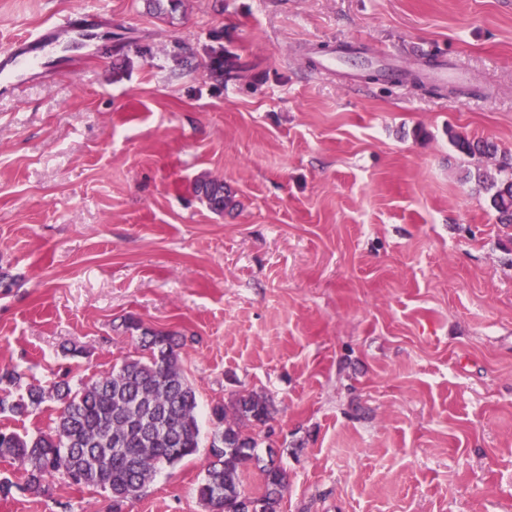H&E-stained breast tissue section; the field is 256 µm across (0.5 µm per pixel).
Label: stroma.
Returning a JSON list of instances; mask_svg holds the SVG:
<instances>
[{
	"label": "stroma",
	"mask_w": 512,
	"mask_h": 512,
	"mask_svg": "<svg viewBox=\"0 0 512 512\" xmlns=\"http://www.w3.org/2000/svg\"><path fill=\"white\" fill-rule=\"evenodd\" d=\"M89 6L93 38L0 75V372L107 375L142 355L128 317L184 337L201 447L125 512H206L210 408L246 392L281 512H512V225L448 139L512 152V0H0V50ZM339 46L362 64L317 71ZM4 478L0 512L107 509ZM197 191L205 198L212 210L216 212L224 210V204L227 203L229 196L224 194V183L222 181L217 179L205 181L197 186Z\"/></svg>",
	"instance_id": "stroma-1"
}]
</instances>
